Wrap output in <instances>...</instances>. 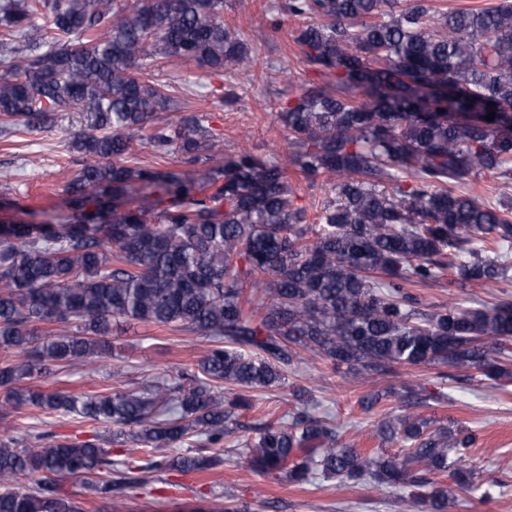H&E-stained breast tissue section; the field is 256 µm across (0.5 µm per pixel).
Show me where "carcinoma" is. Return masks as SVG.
Segmentation results:
<instances>
[{
	"label": "carcinoma",
	"instance_id": "carcinoma-1",
	"mask_svg": "<svg viewBox=\"0 0 512 512\" xmlns=\"http://www.w3.org/2000/svg\"><path fill=\"white\" fill-rule=\"evenodd\" d=\"M395 5L288 0L286 13L308 20L294 37L308 77L274 115L287 151L271 159L223 156L204 113L160 117L174 87L147 70L157 57L224 72L221 102L239 100L251 50L224 26V0H0V132L49 129L62 112L86 121L71 142L81 167L69 214L0 236V512H84L65 480L93 487L107 499L98 512H112L158 472L223 465L221 443L256 408L247 392L288 373L300 378L293 396L311 392L298 371L308 353L363 379L417 365L444 367L441 380L463 367L507 374L498 359L512 301L428 311L413 288L448 269L480 284L512 270V0L436 16L425 0ZM141 149L182 167H142ZM291 172L331 183L312 240ZM482 172L497 181L494 203L459 190ZM248 279L271 297L255 312ZM131 322L211 347L143 389L27 385L76 363L107 366L108 336ZM24 408L110 425L111 445L133 442L148 458L116 462L110 448L29 429L26 444L13 436ZM373 433L401 453L342 442L303 401L259 423L242 453L292 484L398 485L402 512H448L445 476L473 486L458 468L473 434L387 413ZM190 438L196 452H180ZM180 512L232 510L215 494Z\"/></svg>",
	"mask_w": 512,
	"mask_h": 512
}]
</instances>
